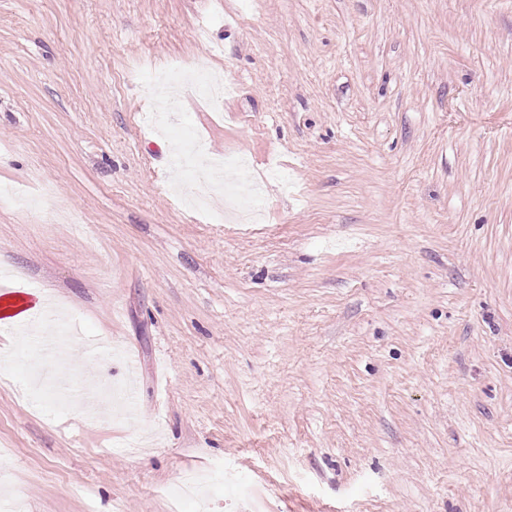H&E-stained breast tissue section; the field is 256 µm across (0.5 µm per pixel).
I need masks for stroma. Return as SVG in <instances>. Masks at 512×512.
<instances>
[{
	"label": "stroma",
	"mask_w": 512,
	"mask_h": 512,
	"mask_svg": "<svg viewBox=\"0 0 512 512\" xmlns=\"http://www.w3.org/2000/svg\"><path fill=\"white\" fill-rule=\"evenodd\" d=\"M1 185L0 512H512V0H0ZM1 291L0 301V327L17 328L35 318L39 309H46L42 296L36 292H28L29 295L7 294ZM32 299V300H31Z\"/></svg>",
	"instance_id": "1"
}]
</instances>
